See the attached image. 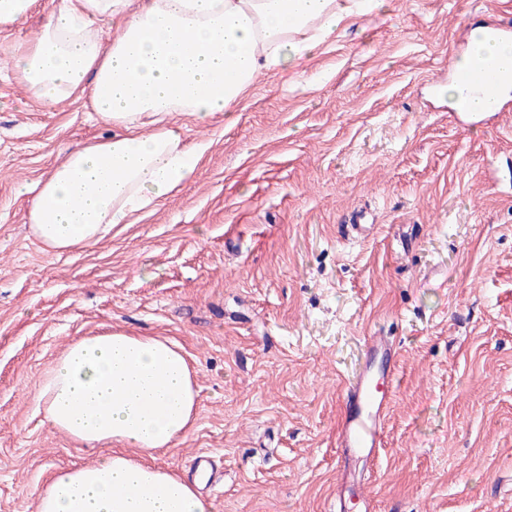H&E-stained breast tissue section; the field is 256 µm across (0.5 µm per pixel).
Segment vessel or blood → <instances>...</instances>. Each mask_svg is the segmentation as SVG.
<instances>
[{
	"instance_id": "obj_1",
	"label": "vessel or blood",
	"mask_w": 512,
	"mask_h": 512,
	"mask_svg": "<svg viewBox=\"0 0 512 512\" xmlns=\"http://www.w3.org/2000/svg\"><path fill=\"white\" fill-rule=\"evenodd\" d=\"M483 106L499 111L503 104L501 75L494 63L478 64L471 84ZM394 360L395 354L386 337L367 338L364 362L343 398L345 420L338 433L336 446L343 463L342 484L346 490L336 504V512H374V498L354 465L362 457H377L384 446V419L393 399V368L375 370L377 358Z\"/></svg>"
}]
</instances>
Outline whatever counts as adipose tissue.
<instances>
[{
    "label": "adipose tissue",
    "instance_id": "ef3b65f1",
    "mask_svg": "<svg viewBox=\"0 0 512 512\" xmlns=\"http://www.w3.org/2000/svg\"><path fill=\"white\" fill-rule=\"evenodd\" d=\"M384 3L60 0L38 39L11 49V67L38 100L89 97L113 133L68 150L47 178L19 186L32 197L35 238L46 251L73 253L170 196L209 147L186 141L175 113L202 122L227 111L258 73L303 66L345 20ZM105 19L120 23L107 44L97 29ZM477 57L512 59V41L474 29L449 99ZM198 394L189 355L174 340L113 329L71 342L43 375L36 401L55 430L105 454L53 471L36 512H212L198 481L151 460L192 430ZM131 447L141 458L128 455Z\"/></svg>",
    "mask_w": 512,
    "mask_h": 512
}]
</instances>
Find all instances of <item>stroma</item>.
<instances>
[{"mask_svg": "<svg viewBox=\"0 0 512 512\" xmlns=\"http://www.w3.org/2000/svg\"><path fill=\"white\" fill-rule=\"evenodd\" d=\"M57 2L0 27V512H35L51 472L98 459L35 394L108 328L189 353L197 420L156 461L188 473L210 453L214 512H330L342 392L376 333L398 353L385 448L363 467L375 512H512V102L472 122L430 93L512 0H387L230 111L175 115L211 143L193 177L62 255L16 186L112 128L88 98L30 96L9 64Z\"/></svg>", "mask_w": 512, "mask_h": 512, "instance_id": "stroma-1", "label": "stroma"}]
</instances>
